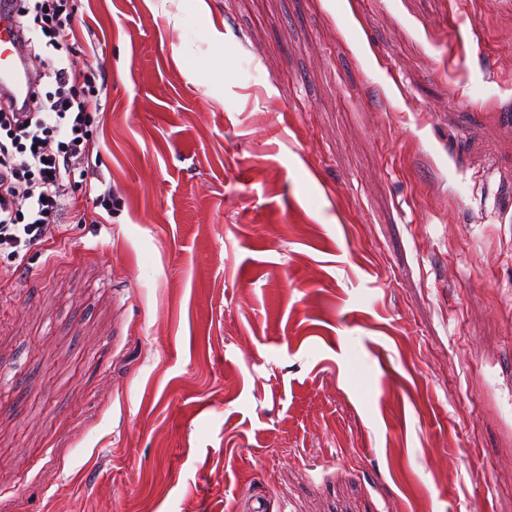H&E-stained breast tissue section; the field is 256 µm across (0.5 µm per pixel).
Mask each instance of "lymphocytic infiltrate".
<instances>
[{"label":"lymphocytic infiltrate","mask_w":512,"mask_h":512,"mask_svg":"<svg viewBox=\"0 0 512 512\" xmlns=\"http://www.w3.org/2000/svg\"><path fill=\"white\" fill-rule=\"evenodd\" d=\"M21 44L46 54L51 66L35 76L36 110H21L0 93V255L13 271L26 270L35 246L57 238L66 209H78L80 195L111 209V190L95 192L87 165L86 100L80 75L63 53L72 35L66 29L69 0H13ZM53 89L42 92L43 80Z\"/></svg>","instance_id":"1"}]
</instances>
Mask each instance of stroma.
<instances>
[{"mask_svg": "<svg viewBox=\"0 0 512 512\" xmlns=\"http://www.w3.org/2000/svg\"><path fill=\"white\" fill-rule=\"evenodd\" d=\"M75 0L96 171L0 257V512H512V0Z\"/></svg>", "mask_w": 512, "mask_h": 512, "instance_id": "stroma-1", "label": "stroma"}]
</instances>
